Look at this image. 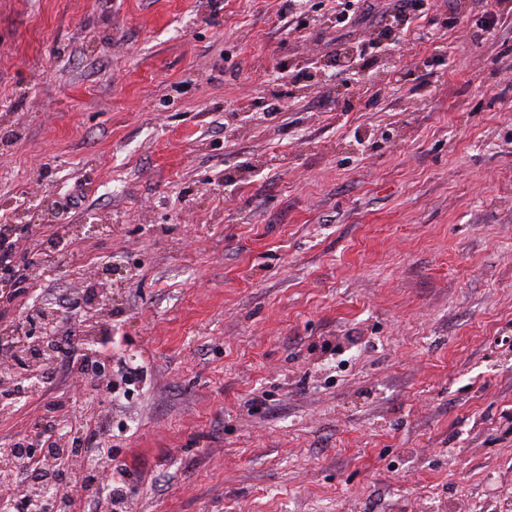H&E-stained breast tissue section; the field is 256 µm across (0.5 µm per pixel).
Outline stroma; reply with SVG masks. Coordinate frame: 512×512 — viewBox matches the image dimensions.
Instances as JSON below:
<instances>
[{
    "instance_id": "1",
    "label": "stroma",
    "mask_w": 512,
    "mask_h": 512,
    "mask_svg": "<svg viewBox=\"0 0 512 512\" xmlns=\"http://www.w3.org/2000/svg\"><path fill=\"white\" fill-rule=\"evenodd\" d=\"M280 6L0 0V225L81 227L79 273L29 268L0 326L111 293L94 386L47 398L116 446L128 512H512V32L429 0L344 90L389 0L353 34Z\"/></svg>"
}]
</instances>
